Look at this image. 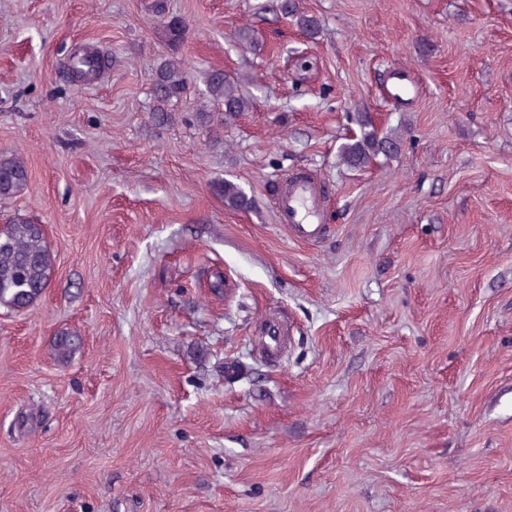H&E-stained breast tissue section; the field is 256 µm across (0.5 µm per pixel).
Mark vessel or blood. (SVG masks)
<instances>
[{"label": "vessel or blood", "mask_w": 512, "mask_h": 512, "mask_svg": "<svg viewBox=\"0 0 512 512\" xmlns=\"http://www.w3.org/2000/svg\"><path fill=\"white\" fill-rule=\"evenodd\" d=\"M323 196L316 181L305 174L289 175L276 206V217L291 236L310 242L321 236Z\"/></svg>", "instance_id": "obj_1"}]
</instances>
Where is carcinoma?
Returning a JSON list of instances; mask_svg holds the SVG:
<instances>
[{
    "mask_svg": "<svg viewBox=\"0 0 512 512\" xmlns=\"http://www.w3.org/2000/svg\"><path fill=\"white\" fill-rule=\"evenodd\" d=\"M282 13L292 18L305 34L313 35L317 20L298 11L295 0H281ZM105 60L87 51L72 54L67 69L76 77L89 79L101 72ZM187 85L184 64L177 58L166 60L156 72L154 97L155 119L165 124L171 119L169 105L179 99ZM207 93L213 104L222 109L221 115L232 116L249 110L251 99L243 94L236 82L222 73L207 79ZM359 135L341 147V159L351 168L367 167L378 155H390L400 149V141L379 136L373 123L365 116L357 119ZM29 171L24 161L14 154H0V201L13 198L28 182ZM214 192L233 209L247 210L255 200L230 181L214 186ZM55 274V258L41 225L17 215L0 223V306L25 311L33 306L49 288ZM79 344L69 333H61L55 341L58 359H68Z\"/></svg>",
    "mask_w": 512,
    "mask_h": 512,
    "instance_id": "obj_1",
    "label": "carcinoma"
}]
</instances>
